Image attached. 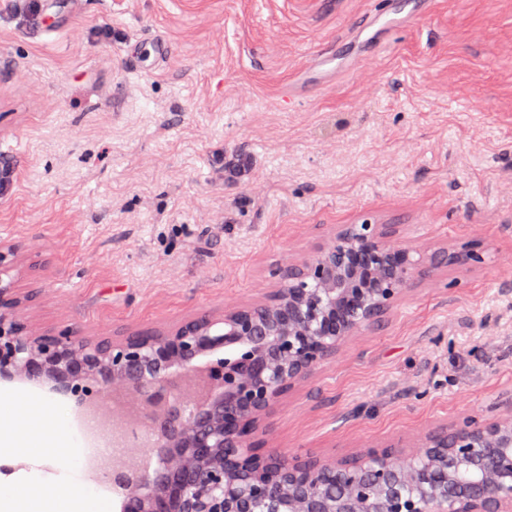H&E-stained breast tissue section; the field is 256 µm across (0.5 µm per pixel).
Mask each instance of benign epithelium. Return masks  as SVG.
Masks as SVG:
<instances>
[{
	"label": "benign epithelium",
	"mask_w": 512,
	"mask_h": 512,
	"mask_svg": "<svg viewBox=\"0 0 512 512\" xmlns=\"http://www.w3.org/2000/svg\"><path fill=\"white\" fill-rule=\"evenodd\" d=\"M390 224H344L309 260L277 266L260 302L163 329L37 332L19 315L0 244V380L53 384L128 438L97 465L121 512H512V409L437 424L408 454L290 458L263 441L271 409L389 312L420 272ZM482 245L430 263L476 265Z\"/></svg>",
	"instance_id": "benign-epithelium-1"
}]
</instances>
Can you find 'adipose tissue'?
I'll return each instance as SVG.
<instances>
[{
	"label": "adipose tissue",
	"mask_w": 512,
	"mask_h": 512,
	"mask_svg": "<svg viewBox=\"0 0 512 512\" xmlns=\"http://www.w3.org/2000/svg\"><path fill=\"white\" fill-rule=\"evenodd\" d=\"M25 401L34 422H21L13 406L0 399V457L23 449L50 459L65 473L68 488L57 496L37 500L28 488L41 481L40 470H30L20 484L0 478V512H111V498L82 480L86 454L71 436L70 406L38 393L27 395Z\"/></svg>",
	"instance_id": "1"
}]
</instances>
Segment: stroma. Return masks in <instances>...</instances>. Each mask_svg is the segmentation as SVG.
<instances>
[{
    "mask_svg": "<svg viewBox=\"0 0 512 512\" xmlns=\"http://www.w3.org/2000/svg\"><path fill=\"white\" fill-rule=\"evenodd\" d=\"M374 0H0V243L37 330L157 328L255 302L343 224L428 268L277 404L269 447L345 460L512 398V0H432L301 92ZM165 41V56L151 43ZM294 106H285V99ZM251 162L237 182L224 160ZM483 260L482 245L479 242H471L458 251H439L430 257V263L433 266L443 263L476 265L482 263Z\"/></svg>",
    "mask_w": 512,
    "mask_h": 512,
    "instance_id": "1",
    "label": "stroma"
}]
</instances>
